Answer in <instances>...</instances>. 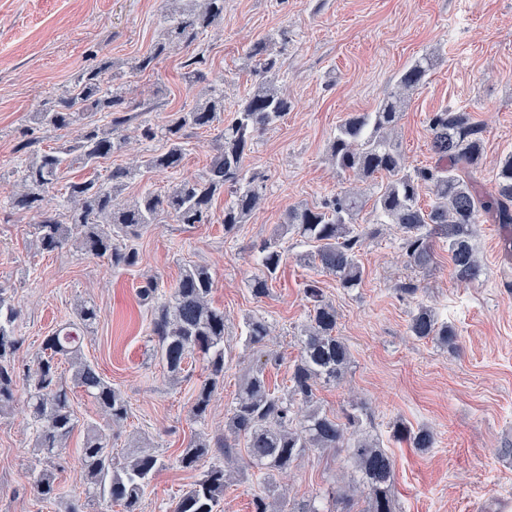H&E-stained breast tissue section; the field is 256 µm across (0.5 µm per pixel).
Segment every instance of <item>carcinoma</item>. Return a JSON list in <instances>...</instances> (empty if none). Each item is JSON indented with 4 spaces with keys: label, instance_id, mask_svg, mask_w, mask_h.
Returning <instances> with one entry per match:
<instances>
[{
    "label": "carcinoma",
    "instance_id": "1",
    "mask_svg": "<svg viewBox=\"0 0 512 512\" xmlns=\"http://www.w3.org/2000/svg\"><path fill=\"white\" fill-rule=\"evenodd\" d=\"M170 24L167 44L190 47L224 21V0H164ZM272 39L261 40L248 49L255 60L258 81L233 117L224 120V94L207 89L196 105L178 112L161 131L149 123L137 128L138 137L151 141L157 134L167 147L159 153L142 156L128 166L112 169L108 178L71 182L52 212L42 209L46 193L74 164L94 169L100 162L127 144L124 112L134 106L112 84L105 71L83 72L74 81L73 91L49 108L35 113L34 121L46 132L67 131L69 140L58 149L31 157L22 165L19 190L13 206L40 212L34 235L40 248L58 250L76 245L114 266L132 267L138 262L136 248L129 244L140 228L169 218L179 224H206L212 219L216 198L228 191L229 202L220 216L224 233H233L247 223L260 206L263 179L247 175L245 158L254 139L283 118L291 101L281 86V64ZM434 67V57L423 54L397 78L395 88L371 112L348 116L336 129L330 142L329 159L336 170L356 181L321 204H299L288 210L285 220L255 246L258 272L245 286L256 298L269 294L277 279L285 251L281 241L290 236L313 247L300 259L336 278L339 287L352 290L365 277L360 250L365 238L379 230L356 222L371 205L378 224H395L402 235L407 264L426 271L436 263L433 239L448 246V260L455 279L473 284L484 274V265L472 244V227L488 216L498 224H512V153L500 159L497 193L485 197L475 185V174L484 156L483 131L473 122L466 107L445 108L428 120L431 151L436 157L430 167L409 171L394 138L406 100ZM99 112L115 114L112 126L97 123ZM222 126L216 154L200 176L188 177L166 194L146 192L131 201L121 198L124 187L141 170L167 171L179 167L185 151L187 129ZM432 191L434 203L421 207L422 187ZM214 278L206 265L188 266L163 302L157 301V283L149 280L140 288L141 302L152 308L151 333L157 337L156 357L166 371L181 374L187 360L200 355L208 374L201 383L190 414L196 422L205 421L214 393L224 387V311L213 306L210 294ZM311 301L307 324L301 328L299 353L289 377V385L276 391L270 387L265 365L252 368L239 388L235 405L224 429V439L211 442L206 434H193L182 450L179 462L190 470L217 449L201 478L171 507V512H218L229 477L221 456L232 447L231 440H246L248 457L263 480L274 484L277 476L317 450L345 453L356 479L351 491L364 495L361 512H395L393 486L395 457L379 442L364 433L347 438L348 429L360 424L363 410L354 407L344 418L323 411L315 401L318 383L337 384L351 364L349 346L336 335V308L323 297L317 282L305 285ZM17 311L10 297L0 289V416L15 401L18 380H23L26 411L33 428L32 448L48 462L34 478L33 491L42 500H59L62 492L50 463L65 447L77 421L70 404V387L82 389L98 407L102 422L86 426L80 448L84 472L83 497L66 499L62 512H94L97 501L107 498L122 512H140L145 488L164 463L155 450L144 446L112 452V430L128 418L124 395L104 378L81 348L80 337L65 327L46 336L41 353L27 373L20 374L16 356L22 339L15 334ZM97 319V307L83 304L77 310L79 330L87 332ZM245 342L259 346L271 335L266 320L248 316L244 321ZM408 332L419 340H433L452 351L458 348L455 329L440 320L434 307L417 305L411 313ZM67 363L71 372L65 380L59 372ZM398 440L425 451L433 447L435 436L425 427L413 430L400 424ZM324 512L320 498L294 502L280 494L270 503L254 499V512Z\"/></svg>",
    "mask_w": 512,
    "mask_h": 512
}]
</instances>
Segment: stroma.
<instances>
[{
  "label": "stroma",
  "mask_w": 512,
  "mask_h": 512,
  "mask_svg": "<svg viewBox=\"0 0 512 512\" xmlns=\"http://www.w3.org/2000/svg\"><path fill=\"white\" fill-rule=\"evenodd\" d=\"M166 26L161 0H0V289L18 311L23 340L20 368L32 365L42 340L75 322L79 304L94 302L98 317L83 341L85 357L118 388L129 416L113 432L114 450L147 441L164 467L146 488L141 512H168L199 477L182 468L179 456L197 432L221 439L245 372L263 354L276 355L266 373L285 385L298 355L296 336L310 304L307 281H318L338 313V334L352 363L337 385H318L316 399L328 413L342 415L349 400L366 405L363 430L397 462L393 487L397 512H512V292L498 283L497 227L479 220L473 242L485 268L481 281H456L444 248L434 266L418 272L406 265L396 225L380 226L361 249L365 280L360 288H338L333 276L298 259L301 246L288 241L287 256L268 296L245 286L255 271L253 247L284 220L289 208L318 205L348 186L328 159L337 126L350 113L372 111L415 58L428 53L435 65L408 98L396 139L407 170L429 167L428 119L444 108L467 106L483 127L484 163L476 175L483 195L495 190V164L512 152V0H224V22L194 45L159 51ZM277 38L283 77L292 107L263 131L246 159L264 175L260 208L233 236L219 219L188 226L173 221L144 227L132 241L139 262L112 266L109 259L69 246L38 248L35 212L13 208L19 167L28 157L57 146L62 132H32L33 112L68 94L77 72H120L135 104L131 126L160 127L179 110H190L201 92L223 89L224 109H237L256 83L246 57L255 41ZM152 56L142 72L132 59ZM204 58V77L190 83L185 65ZM218 129L188 130L180 168L145 171L127 183L123 196L163 194L180 179L206 171L216 153ZM163 139L135 143L101 162L96 170L68 169L47 194L57 202L70 181L106 179L126 165L131 152L158 153ZM209 266L210 300L223 308L229 326L224 340V388L205 422L190 416L205 377L202 359H192L172 378L152 352L151 310L137 295L150 278L169 292L182 269ZM418 284L413 297L405 284ZM434 306L455 327L460 349L444 350L407 331L417 300ZM259 314L275 329L265 350L245 347L246 315ZM71 406L78 426L56 459V481L68 493L82 490L80 448L88 423L98 421L95 404L74 389ZM433 431V448L418 451L393 436L396 423ZM43 463L35 458L23 399L0 416V512H59L39 499L32 484ZM233 480L221 512H254L263 488L250 473L244 440L224 462ZM347 485L335 454L313 453L287 475L278 491L302 500L326 480Z\"/></svg>",
  "instance_id": "1"
}]
</instances>
